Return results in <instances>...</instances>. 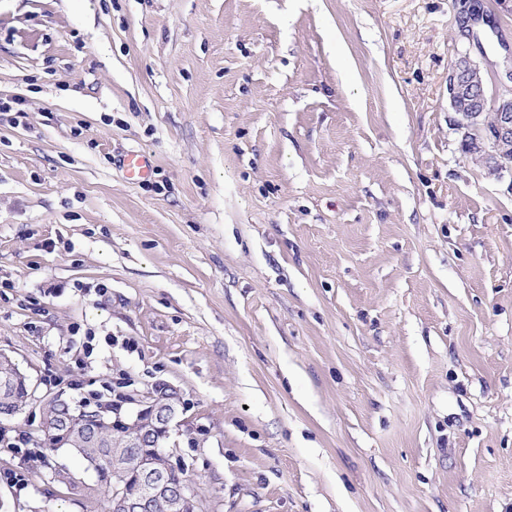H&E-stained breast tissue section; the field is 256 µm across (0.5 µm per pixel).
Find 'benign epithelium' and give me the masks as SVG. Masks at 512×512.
<instances>
[{
  "label": "benign epithelium",
  "mask_w": 512,
  "mask_h": 512,
  "mask_svg": "<svg viewBox=\"0 0 512 512\" xmlns=\"http://www.w3.org/2000/svg\"><path fill=\"white\" fill-rule=\"evenodd\" d=\"M479 71L470 54L461 53L448 75V105L453 126L462 133L470 154L481 156L486 176L498 177L512 169V94L490 93L485 82L475 80ZM0 363L8 364V370L0 376V398L9 399L12 386L21 382L27 396L19 409H25L35 398V387L10 355L1 351ZM50 402L64 406L69 418L81 423L77 429L71 424L59 426L43 415L42 428L51 429L55 447L81 451L92 461L97 459L99 449L119 447L111 461L112 512H143L149 503L157 504L161 512H200L191 482L173 485L168 481L170 473L185 469L179 454L182 440L194 441L183 419L185 401L176 389L156 382L117 403L73 406L60 394L51 397ZM160 442L164 448L156 457L127 452L129 448H153ZM132 471L140 483L136 495L128 492L125 482Z\"/></svg>",
  "instance_id": "benign-epithelium-1"
}]
</instances>
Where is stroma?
<instances>
[{"mask_svg":"<svg viewBox=\"0 0 512 512\" xmlns=\"http://www.w3.org/2000/svg\"><path fill=\"white\" fill-rule=\"evenodd\" d=\"M512 0H0V350L163 381L204 512H512V186L465 155ZM132 151L151 161L125 177ZM0 432V512H102Z\"/></svg>","mask_w":512,"mask_h":512,"instance_id":"35a3bbf8","label":"stroma"}]
</instances>
